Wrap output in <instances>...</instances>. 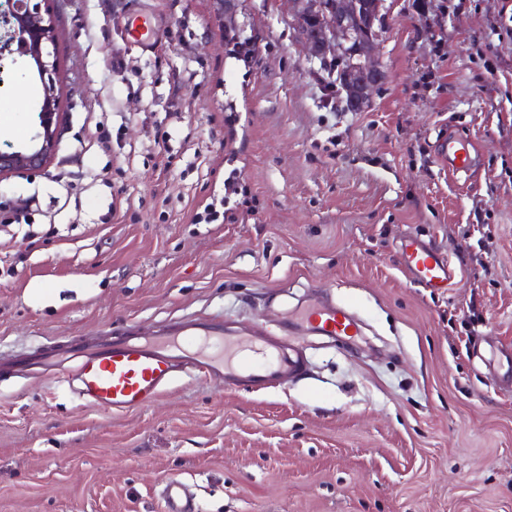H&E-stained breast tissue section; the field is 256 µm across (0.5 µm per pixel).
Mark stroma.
Listing matches in <instances>:
<instances>
[{"label": "stroma", "instance_id": "obj_1", "mask_svg": "<svg viewBox=\"0 0 512 512\" xmlns=\"http://www.w3.org/2000/svg\"><path fill=\"white\" fill-rule=\"evenodd\" d=\"M131 2L53 0L60 145L0 186V361L188 319L275 335L325 294L366 331H292L288 382L185 376L130 412L2 374L0 512H161L171 477L200 512H512V0H384L359 112L286 0H139L148 49ZM40 90L0 86V148ZM474 143L466 138L448 137L440 145V156L454 173L467 171L473 162ZM400 253L415 281L423 288H447L450 262L417 239L409 238L400 245Z\"/></svg>", "mask_w": 512, "mask_h": 512}]
</instances>
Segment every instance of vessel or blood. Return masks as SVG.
<instances>
[{"label": "vessel or blood", "mask_w": 512, "mask_h": 512, "mask_svg": "<svg viewBox=\"0 0 512 512\" xmlns=\"http://www.w3.org/2000/svg\"><path fill=\"white\" fill-rule=\"evenodd\" d=\"M475 146L466 138L449 137L440 146V156L453 172L467 171ZM401 257L422 287H447L450 262L417 239L402 242ZM293 324L314 327L326 336H353L355 320L344 310L321 301L291 313ZM76 366L66 365L48 351L33 360L11 362L10 370L35 369L58 383L75 386L80 398L117 412L151 404L173 382L186 373H201L210 379L262 389L277 380L298 375L303 361L283 349L277 341L259 342L246 333L228 329L223 320H188L173 330L149 337L106 340L79 353ZM163 512H200L183 482L168 479L163 489Z\"/></svg>", "instance_id": "obj_1"}]
</instances>
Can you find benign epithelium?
<instances>
[{
	"instance_id": "7a95c632",
	"label": "benign epithelium",
	"mask_w": 512,
	"mask_h": 512,
	"mask_svg": "<svg viewBox=\"0 0 512 512\" xmlns=\"http://www.w3.org/2000/svg\"><path fill=\"white\" fill-rule=\"evenodd\" d=\"M9 0L0 13V70L4 61L23 68L22 77L37 75L41 95L35 133L17 147L0 149V182L42 171L59 147L60 112L56 88L57 59L50 3ZM288 22L309 60L319 64L323 79L344 73L343 99L354 108L369 101L382 83L375 58V21L383 0H289ZM313 36H308L310 25Z\"/></svg>"
}]
</instances>
